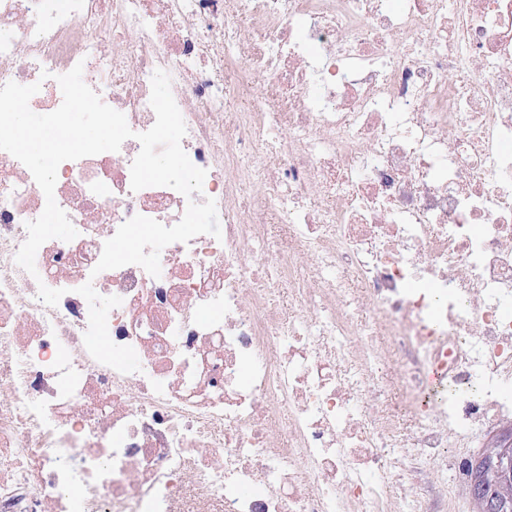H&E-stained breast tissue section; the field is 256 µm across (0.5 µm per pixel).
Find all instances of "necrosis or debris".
<instances>
[{"label":"necrosis or debris","mask_w":512,"mask_h":512,"mask_svg":"<svg viewBox=\"0 0 512 512\" xmlns=\"http://www.w3.org/2000/svg\"><path fill=\"white\" fill-rule=\"evenodd\" d=\"M78 64L134 136L59 166L33 275L0 151V512H432L417 473L512 419V0H0V86L47 114ZM159 69L222 236L99 273L189 202L130 186ZM88 282L140 371L86 350Z\"/></svg>","instance_id":"4bbe7bcc"}]
</instances>
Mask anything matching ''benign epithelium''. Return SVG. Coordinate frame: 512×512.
<instances>
[{"label": "benign epithelium", "instance_id": "benign-epithelium-1", "mask_svg": "<svg viewBox=\"0 0 512 512\" xmlns=\"http://www.w3.org/2000/svg\"><path fill=\"white\" fill-rule=\"evenodd\" d=\"M468 492L475 512H506L512 504V437L494 442L474 466Z\"/></svg>", "mask_w": 512, "mask_h": 512}]
</instances>
